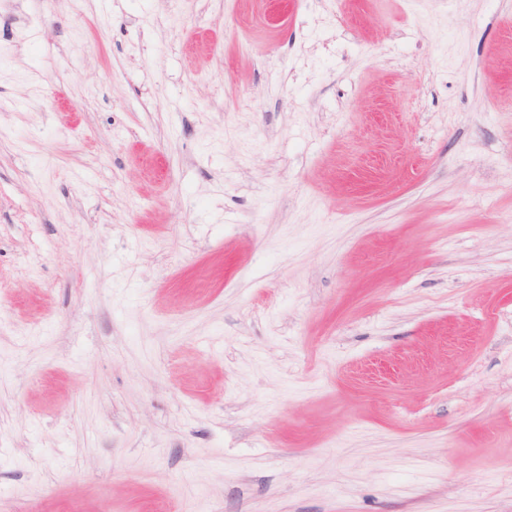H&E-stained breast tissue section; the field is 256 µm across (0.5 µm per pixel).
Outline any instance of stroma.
Masks as SVG:
<instances>
[{
  "label": "stroma",
  "mask_w": 512,
  "mask_h": 512,
  "mask_svg": "<svg viewBox=\"0 0 512 512\" xmlns=\"http://www.w3.org/2000/svg\"><path fill=\"white\" fill-rule=\"evenodd\" d=\"M0 0V512H512V0Z\"/></svg>",
  "instance_id": "obj_1"
}]
</instances>
